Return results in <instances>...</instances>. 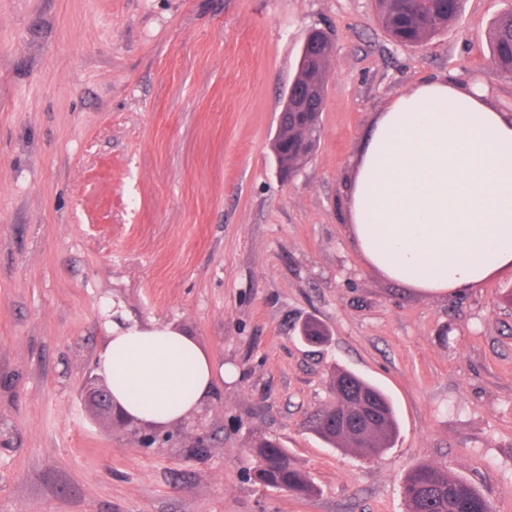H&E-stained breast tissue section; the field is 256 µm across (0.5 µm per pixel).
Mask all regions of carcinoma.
<instances>
[{
	"instance_id": "cac0c4a2",
	"label": "carcinoma",
	"mask_w": 512,
	"mask_h": 512,
	"mask_svg": "<svg viewBox=\"0 0 512 512\" xmlns=\"http://www.w3.org/2000/svg\"><path fill=\"white\" fill-rule=\"evenodd\" d=\"M378 19L396 42L415 46L444 29L456 18L462 0H375ZM491 58L497 70L512 77V10L501 14L488 33ZM281 127L271 148L281 160L291 157L295 136L287 135L295 128V116L283 114ZM302 336L310 343H320L326 333L321 322L309 320ZM335 403L352 406L359 394L369 395L380 408L379 422L363 430L361 439L351 440L336 428L332 405L321 409L314 421V432L333 447L352 448L362 458H376L391 448L398 436L399 425L394 405L379 388L354 373L338 370L334 376ZM252 454L256 466L255 480L265 486L287 490L297 496L314 492L311 480L292 463L288 451L264 435L253 440ZM403 496L407 512H492L490 502L467 480L453 476L448 468L430 464L414 467L405 477Z\"/></svg>"
}]
</instances>
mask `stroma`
Instances as JSON below:
<instances>
[{
  "label": "stroma",
  "mask_w": 512,
  "mask_h": 512,
  "mask_svg": "<svg viewBox=\"0 0 512 512\" xmlns=\"http://www.w3.org/2000/svg\"><path fill=\"white\" fill-rule=\"evenodd\" d=\"M463 0L418 46L373 0H0V512H406L418 464L512 512V267L430 297L370 268L346 177L376 112L419 81L490 85L492 22ZM335 35L317 149L287 183L270 149L308 33ZM175 324L234 369L165 429L92 419L106 300ZM315 318L329 339L299 334ZM381 387L394 448L311 429L334 370ZM316 491L255 483L251 439Z\"/></svg>",
  "instance_id": "obj_1"
}]
</instances>
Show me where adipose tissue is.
<instances>
[{"label":"adipose tissue","instance_id":"1","mask_svg":"<svg viewBox=\"0 0 512 512\" xmlns=\"http://www.w3.org/2000/svg\"><path fill=\"white\" fill-rule=\"evenodd\" d=\"M347 183L346 218L366 262L419 293L446 297L512 267V113L487 86L448 75L377 112ZM96 372L120 420L169 428L212 399L228 369L172 324L105 311Z\"/></svg>","mask_w":512,"mask_h":512}]
</instances>
